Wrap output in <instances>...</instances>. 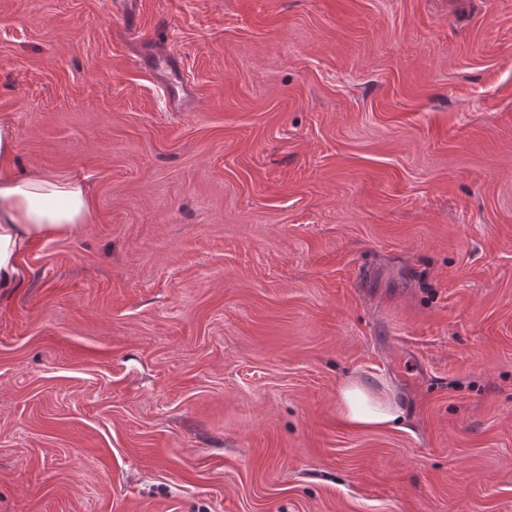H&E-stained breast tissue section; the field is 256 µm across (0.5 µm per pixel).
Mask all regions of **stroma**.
<instances>
[{
  "instance_id": "1",
  "label": "stroma",
  "mask_w": 512,
  "mask_h": 512,
  "mask_svg": "<svg viewBox=\"0 0 512 512\" xmlns=\"http://www.w3.org/2000/svg\"><path fill=\"white\" fill-rule=\"evenodd\" d=\"M139 4L0 0L14 170L95 214L0 302V512H512V0ZM143 59L145 65L156 72L158 80L165 86L169 82V76L181 68V61L177 57L161 50L148 52L143 56ZM380 394L356 379L339 388V408L344 420L357 429L403 428L406 413L399 397L383 382Z\"/></svg>"
}]
</instances>
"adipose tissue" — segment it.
Returning <instances> with one entry per match:
<instances>
[{
  "mask_svg": "<svg viewBox=\"0 0 512 512\" xmlns=\"http://www.w3.org/2000/svg\"><path fill=\"white\" fill-rule=\"evenodd\" d=\"M14 151L12 129L0 124V301L21 286L20 259L34 242L71 235L94 219L82 181L45 174L16 179L11 170ZM339 408L357 429H398L406 417L392 387L377 392L356 380L340 387Z\"/></svg>",
  "mask_w": 512,
  "mask_h": 512,
  "instance_id": "ef3b65f1",
  "label": "adipose tissue"
}]
</instances>
